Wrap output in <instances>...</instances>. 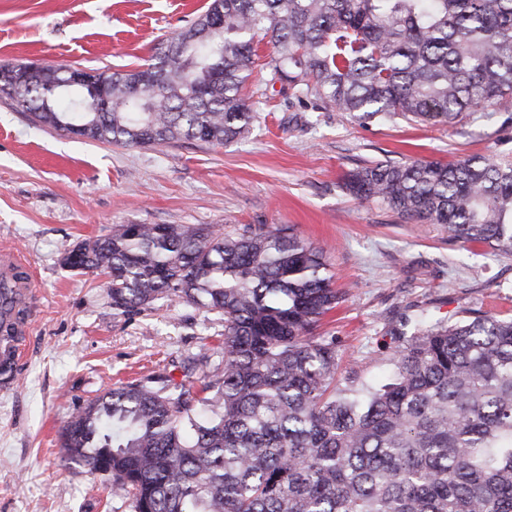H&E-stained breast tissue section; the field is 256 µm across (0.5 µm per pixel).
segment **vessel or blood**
<instances>
[{"label": "vessel or blood", "instance_id": "vessel-or-blood-1", "mask_svg": "<svg viewBox=\"0 0 512 512\" xmlns=\"http://www.w3.org/2000/svg\"><path fill=\"white\" fill-rule=\"evenodd\" d=\"M28 261L17 251L0 250V387L10 388L24 354L23 339L31 324L22 314L33 295Z\"/></svg>", "mask_w": 512, "mask_h": 512}]
</instances>
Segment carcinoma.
<instances>
[{"label": "carcinoma", "mask_w": 512, "mask_h": 512, "mask_svg": "<svg viewBox=\"0 0 512 512\" xmlns=\"http://www.w3.org/2000/svg\"><path fill=\"white\" fill-rule=\"evenodd\" d=\"M264 39L266 85L318 109L451 124L512 96V0H211L145 63L99 72L105 112L61 85L64 66L27 84L1 65L0 93L88 140L223 145L259 112L245 89ZM343 186L512 255L506 158L378 161ZM74 251L72 269L110 277L117 311L167 298L224 320L219 362L109 388L63 429L67 458L110 464L134 512H512V319L391 324V373L365 381L338 372L336 337L313 335L344 293L290 227L120 224Z\"/></svg>", "instance_id": "obj_1"}]
</instances>
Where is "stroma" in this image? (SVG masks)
Segmentation results:
<instances>
[{"instance_id":"1","label":"stroma","mask_w":512,"mask_h":512,"mask_svg":"<svg viewBox=\"0 0 512 512\" xmlns=\"http://www.w3.org/2000/svg\"><path fill=\"white\" fill-rule=\"evenodd\" d=\"M210 0H0V64L127 70L189 27ZM512 157V101L450 125L356 119L287 105L269 92L249 132L227 145L122 147L29 125L0 96V247L35 272L26 357L0 391V512H132L108 479L67 460L75 409L117 382L181 378L218 350L219 316L166 299L113 310L105 276L67 268L81 241L119 224L279 225L322 247L345 298L323 319L342 370L381 375L388 321L512 317V256L470 253L436 224L406 223L344 189L376 162Z\"/></svg>"}]
</instances>
